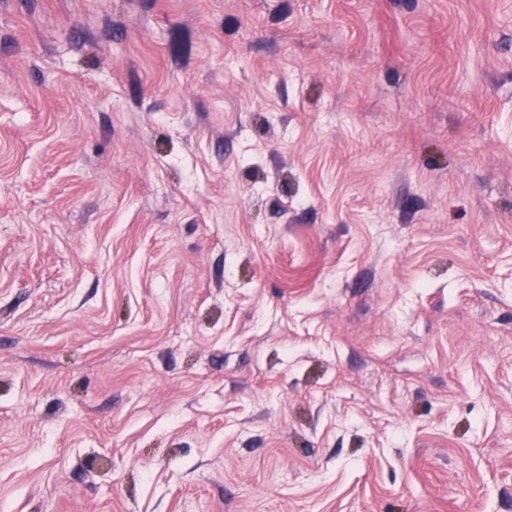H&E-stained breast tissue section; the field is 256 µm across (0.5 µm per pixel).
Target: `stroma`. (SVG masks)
Segmentation results:
<instances>
[{
	"label": "stroma",
	"instance_id": "35a3bbf8",
	"mask_svg": "<svg viewBox=\"0 0 512 512\" xmlns=\"http://www.w3.org/2000/svg\"><path fill=\"white\" fill-rule=\"evenodd\" d=\"M0 512H512V0H0Z\"/></svg>",
	"mask_w": 512,
	"mask_h": 512
}]
</instances>
